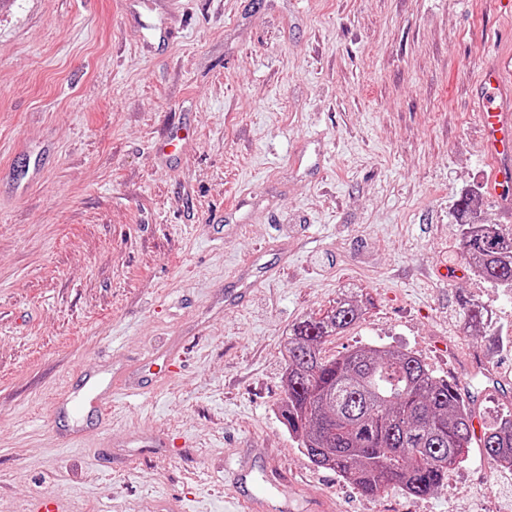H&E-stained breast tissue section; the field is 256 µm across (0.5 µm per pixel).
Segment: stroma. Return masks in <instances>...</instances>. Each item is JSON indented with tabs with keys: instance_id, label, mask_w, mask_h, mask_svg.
Instances as JSON below:
<instances>
[{
	"instance_id": "stroma-1",
	"label": "stroma",
	"mask_w": 512,
	"mask_h": 512,
	"mask_svg": "<svg viewBox=\"0 0 512 512\" xmlns=\"http://www.w3.org/2000/svg\"><path fill=\"white\" fill-rule=\"evenodd\" d=\"M501 44L507 0H0V512H224L243 459L275 465L272 512H512L481 448L431 495L365 496L281 416L289 328L345 296L326 355L407 350L481 428L512 414V290L458 230L472 192L512 225L473 109ZM174 338L160 385L57 410ZM462 306L463 325L466 332L481 336L493 326L490 309L483 303L469 298L463 301Z\"/></svg>"
}]
</instances>
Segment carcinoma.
Masks as SVG:
<instances>
[{"instance_id":"cac0c4a2","label":"carcinoma","mask_w":512,"mask_h":512,"mask_svg":"<svg viewBox=\"0 0 512 512\" xmlns=\"http://www.w3.org/2000/svg\"><path fill=\"white\" fill-rule=\"evenodd\" d=\"M464 257L474 275L512 288V227L481 224L470 197L460 202ZM466 332L492 327L490 309L463 301ZM363 315L345 297L318 318L292 325L286 347V398L281 415L308 459L330 469L366 496L390 485L413 497L432 494L448 472L469 456L474 413L457 387L437 378L415 354L356 347L327 359L322 344ZM482 448L491 463L512 469V416L484 430Z\"/></svg>"}]
</instances>
